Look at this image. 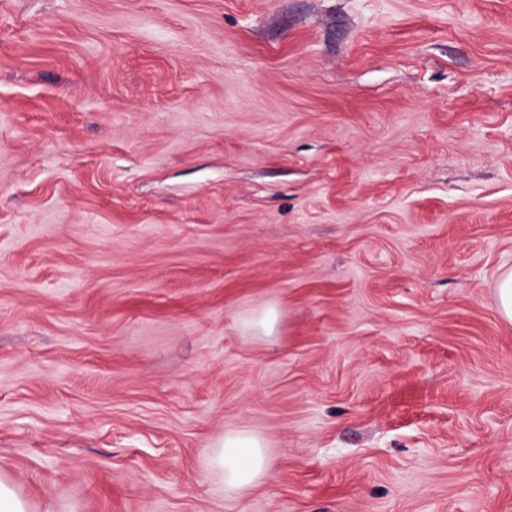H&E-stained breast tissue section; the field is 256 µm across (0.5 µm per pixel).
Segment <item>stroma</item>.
I'll return each instance as SVG.
<instances>
[{
    "mask_svg": "<svg viewBox=\"0 0 512 512\" xmlns=\"http://www.w3.org/2000/svg\"><path fill=\"white\" fill-rule=\"evenodd\" d=\"M507 271L512 0H0L30 512H512ZM496 295L500 315L512 322V271L500 275ZM210 466L232 494L246 492L274 476V461L262 438L248 431L224 433L215 445Z\"/></svg>",
    "mask_w": 512,
    "mask_h": 512,
    "instance_id": "stroma-1",
    "label": "stroma"
}]
</instances>
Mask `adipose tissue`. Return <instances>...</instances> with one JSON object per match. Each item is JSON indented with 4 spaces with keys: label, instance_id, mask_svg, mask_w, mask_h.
<instances>
[{
    "label": "adipose tissue",
    "instance_id": "obj_1",
    "mask_svg": "<svg viewBox=\"0 0 512 512\" xmlns=\"http://www.w3.org/2000/svg\"><path fill=\"white\" fill-rule=\"evenodd\" d=\"M210 465L232 494L246 492L274 475V461L263 439L242 430L225 433L214 446Z\"/></svg>",
    "mask_w": 512,
    "mask_h": 512
}]
</instances>
